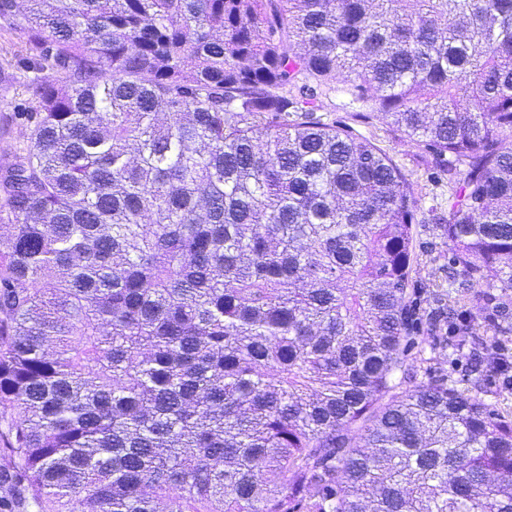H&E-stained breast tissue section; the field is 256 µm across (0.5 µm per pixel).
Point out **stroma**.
I'll list each match as a JSON object with an SVG mask.
<instances>
[{"instance_id": "stroma-1", "label": "stroma", "mask_w": 512, "mask_h": 512, "mask_svg": "<svg viewBox=\"0 0 512 512\" xmlns=\"http://www.w3.org/2000/svg\"><path fill=\"white\" fill-rule=\"evenodd\" d=\"M35 61L25 40L0 26V158L27 144L25 114L34 100L20 76ZM322 113L383 148L411 180L421 212L447 204V178L438 176L429 158L380 114L361 113L342 76L328 78ZM413 250L425 311L440 310L452 297L457 304L453 319L435 335L423 336L420 350L410 355L408 371L397 378L400 390L414 389L424 372L444 374L450 386L512 414V289L479 293L470 288L467 276L452 270L444 227L435 221L416 225Z\"/></svg>"}]
</instances>
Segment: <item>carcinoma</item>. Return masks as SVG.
<instances>
[{
	"label": "carcinoma",
	"mask_w": 512,
	"mask_h": 512,
	"mask_svg": "<svg viewBox=\"0 0 512 512\" xmlns=\"http://www.w3.org/2000/svg\"><path fill=\"white\" fill-rule=\"evenodd\" d=\"M0 512H512V418L429 375L412 183L512 288V0H0ZM358 432V440L349 437ZM36 52L18 34L0 26V162L4 155L27 145L26 112L34 96L19 76L36 62ZM346 85L342 75L328 78L322 97V112L319 113H323L326 120L347 125L383 148L413 183L420 213L427 215L432 206H447L450 194L448 178L438 176L430 158L425 157L414 143L396 131L380 114L358 112L359 104L351 101Z\"/></svg>",
	"instance_id": "carcinoma-1"
}]
</instances>
